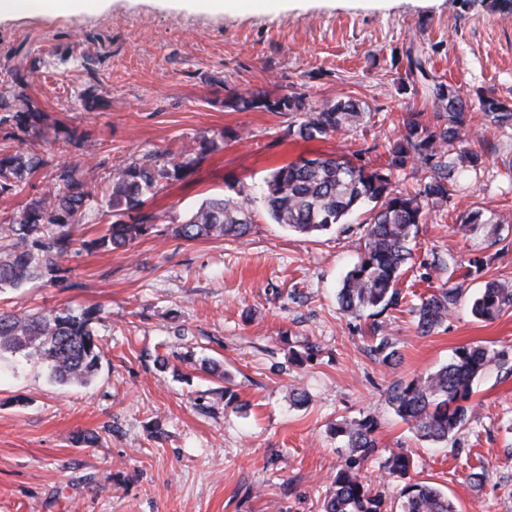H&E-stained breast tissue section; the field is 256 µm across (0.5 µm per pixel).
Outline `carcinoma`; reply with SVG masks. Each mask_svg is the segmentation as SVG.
<instances>
[{"mask_svg": "<svg viewBox=\"0 0 512 512\" xmlns=\"http://www.w3.org/2000/svg\"><path fill=\"white\" fill-rule=\"evenodd\" d=\"M406 57L407 78L413 82L428 80L422 58L411 49ZM428 90L437 107L436 122H429L424 112L410 113L404 120V133L383 145L384 163L359 164L336 156L302 159L273 171L260 189L270 218L301 234L325 231L343 223L357 208L372 205L364 252L345 275L337 298L343 311L373 318L370 351L385 365L395 364L400 352L382 316L399 303L398 279L411 259L409 242L422 221L423 206L429 202L440 207L448 204L449 185L458 170L476 169L482 164V155L473 149L450 154L451 147L464 141L472 121L467 103L445 83L430 84ZM241 104L245 109L298 114L295 134L304 140L356 128L368 115L365 105L350 98L315 108L299 97L287 96H252ZM480 112L491 124L512 126V109L504 108L493 95L481 98ZM43 122V113L29 106L16 109L0 92V131L4 138L13 137L17 130L37 138ZM213 148V141L203 139L188 154L147 152L105 172L108 189L102 194L96 192L90 172L52 159L38 143L14 151L0 150V196L22 193L31 178L47 167L53 181L52 188L30 198L19 212L0 222V288H20L34 279L76 287L67 282L63 259L81 248L126 249L151 235L156 216L136 215L145 198L185 179ZM418 163L430 169L429 180L412 192L394 190L392 171ZM106 215L112 221L102 235L82 241L73 237L75 226ZM250 226L251 216L243 203L218 196L203 202L186 223L178 225L176 235L186 241L242 237ZM455 302L453 289L422 298L415 310L418 332L423 336L431 333ZM507 305H512V290L492 281L474 298L471 311L479 319H491ZM95 320L90 310L77 313L68 308L33 314L1 312L0 352L35 357L46 365L51 378L86 385L103 355L93 329ZM498 363L499 353L484 345L463 346L435 372L395 387L389 401L396 415L419 437L446 441L473 417L475 380L488 366ZM334 431L361 461L377 452L376 424L371 418L344 421ZM385 467L392 475L405 476L411 467L410 457L393 452ZM403 497V512H459L447 495L429 484L410 483L403 488ZM322 512L387 510L382 495L373 492L359 470L349 465L334 476Z\"/></svg>", "mask_w": 512, "mask_h": 512, "instance_id": "cac0c4a2", "label": "carcinoma"}]
</instances>
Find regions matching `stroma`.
<instances>
[{
    "instance_id": "stroma-1",
    "label": "stroma",
    "mask_w": 512,
    "mask_h": 512,
    "mask_svg": "<svg viewBox=\"0 0 512 512\" xmlns=\"http://www.w3.org/2000/svg\"><path fill=\"white\" fill-rule=\"evenodd\" d=\"M412 47L431 79L466 100L482 164L458 172L447 208H425L400 301L386 313L401 354L387 366L368 350V319L345 315L336 298L364 248L363 214L303 235L258 201L239 238L187 242L174 228L211 197L235 196L304 158L353 157L398 137L406 113L433 112L421 86L403 82ZM30 59L37 71L17 92L49 114L42 137L57 161L122 166L205 137L216 148L185 181L146 198L156 233L126 251L67 258L70 287L36 280L0 292V311L97 309L104 352L85 386L0 354V512H322L351 460L331 428L366 416L378 452L359 471L388 512H401L409 482L439 488L461 512H512V306L487 321L471 313L487 281L512 288V127L479 111L484 94L512 105V10L492 0H266L221 10L111 0L71 16L0 19V87ZM87 91L110 107L86 109ZM257 94L313 105L351 96L371 117L305 141L293 134L294 115L239 106ZM67 128L81 146L67 142ZM475 212L483 224L458 231ZM474 257L486 267L471 274ZM443 288L457 289L458 301L420 335L414 309ZM466 345L487 346L501 362L474 382L476 413L454 441L421 439L389 392ZM88 431L96 446L77 443ZM400 450L412 460L405 479L383 467ZM480 466L481 482L471 477Z\"/></svg>"
}]
</instances>
